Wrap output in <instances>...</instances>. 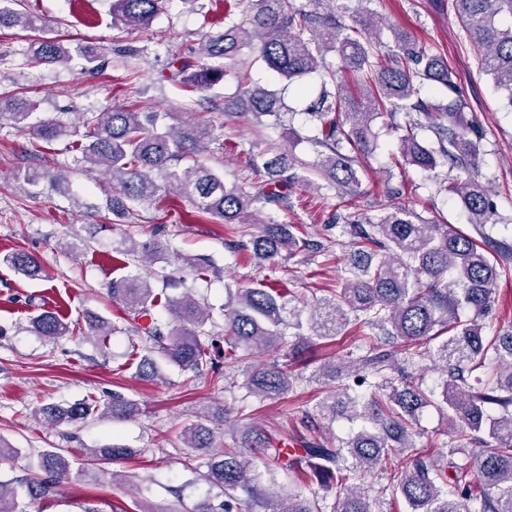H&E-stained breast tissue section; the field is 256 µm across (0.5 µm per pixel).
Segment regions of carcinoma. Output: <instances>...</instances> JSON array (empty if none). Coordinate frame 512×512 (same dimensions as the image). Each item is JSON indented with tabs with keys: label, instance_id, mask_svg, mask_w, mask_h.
<instances>
[{
	"label": "carcinoma",
	"instance_id": "1",
	"mask_svg": "<svg viewBox=\"0 0 512 512\" xmlns=\"http://www.w3.org/2000/svg\"><path fill=\"white\" fill-rule=\"evenodd\" d=\"M0 0V28L36 29L42 17L8 7ZM168 0H112L114 23L148 29ZM465 39L476 51L480 71L506 93L512 107V26L497 24L500 13H512V0H451ZM381 19L365 8L346 22L339 0L307 10L296 0H245L240 15L224 0V29L204 34L198 58H186L178 69L181 83L195 92L214 87L227 69L245 55L263 61L279 80L308 94L306 81L320 75L332 86L310 102L305 114L316 124L313 144L319 147L312 167L335 184L345 205L352 204L359 185L358 168L373 150L377 120L398 133L396 165L434 172L449 166L465 174L444 186L457 197L468 223L481 228L494 223L491 193L475 169L481 137L464 113L459 88L448 60L391 27L384 42ZM336 55L339 66L326 64ZM70 49L57 38H43L27 48V62L46 65L69 60ZM443 87L448 102L427 99V89ZM238 110L260 125L282 127L288 105L266 87L238 80L224 110ZM37 103L0 95V123H8L32 141L50 142L70 135L60 123L31 121ZM169 114L151 109L112 108L81 115L83 132L71 142L85 172L109 177L116 196L112 214L128 218L151 206L162 192L189 198L196 208L223 224L235 225L228 248L251 251L272 267L282 250L290 254L324 252L323 243L306 237L298 224L266 220L269 205L288 207L292 173L302 165L294 154L296 133L273 156L252 161L265 180L227 185L224 175L200 161L211 145L224 148L213 124L199 118L166 124ZM381 214L345 225L350 236L341 287L311 300L288 288L260 283L252 288L225 284L223 324L212 307L184 287L185 279L162 276L156 290L138 271L109 284L118 301L136 321L135 333L147 351L135 374L145 380L161 376V362L198 376L214 365L215 337H224V367L230 369L256 353L274 349L275 360L250 369L241 384L245 397L278 402L306 383L316 384L312 410L302 411L301 424L318 421L332 427L337 419L359 424L357 431L333 444L298 440L299 448L271 447L267 430L251 423L233 446L217 448L210 414L183 426L185 447L206 456V470L184 461L209 489L212 498L193 512H384L405 502L409 512H512V325L485 332L484 319L495 302L501 268L485 248V233L476 239L451 224L417 216L398 190L387 192ZM259 225L236 228L248 218ZM168 250L158 228L143 241H130L124 255L138 263ZM18 273L37 279L43 268L24 251L0 258ZM32 331L57 341L70 335L59 314L44 310L30 320ZM103 318L89 317L85 337L108 336ZM361 334L358 352L349 351L344 379L332 390L321 386L336 379V364L317 363L316 347L343 336ZM441 370L435 386L424 382L427 365ZM434 408L448 419L442 431L448 451L433 453L418 444L424 413ZM136 406L114 394L112 402L83 400L67 408L46 404L34 418L49 425L89 417L121 421ZM249 404L224 408L230 416L252 418ZM82 463L62 448L39 452L29 465L34 476L19 487L0 482V512H25L20 499L48 496L61 482L85 476V466L116 464L136 451L114 444L86 448ZM381 472L387 483L372 496L365 477ZM316 484L324 494H306ZM337 488L333 502L327 491Z\"/></svg>",
	"mask_w": 512,
	"mask_h": 512
}]
</instances>
